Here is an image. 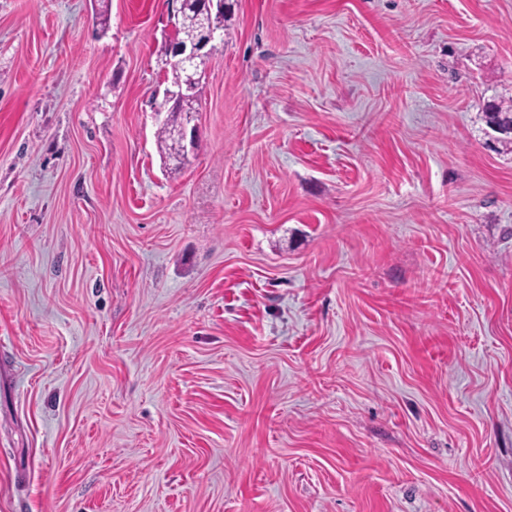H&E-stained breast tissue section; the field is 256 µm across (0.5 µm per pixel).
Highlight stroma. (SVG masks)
Segmentation results:
<instances>
[{
	"label": "stroma",
	"mask_w": 512,
	"mask_h": 512,
	"mask_svg": "<svg viewBox=\"0 0 512 512\" xmlns=\"http://www.w3.org/2000/svg\"><path fill=\"white\" fill-rule=\"evenodd\" d=\"M0 0V512H512V0ZM172 6L175 3L176 13L191 7L193 4H202L204 8L197 16V33L195 31V20L192 13L177 15L172 21L174 34L172 39L164 48L166 55L165 68L167 81L170 84L177 83L171 88L165 87L163 99L160 108L155 113L156 116L162 114L163 110L170 105H175L185 95L195 93L199 89L203 79L206 76L205 62L214 47L213 42L222 40V31L220 26H216L213 21L214 15H224L225 0H171ZM193 34V35H192ZM192 35V36H191ZM191 36V37H189ZM188 37V38H187ZM186 38V39H185ZM174 39H184L174 41ZM209 47V48H208ZM168 53V54H167ZM197 96H186L168 112L164 123L159 127L156 135V144L162 159L173 156L179 149V142L175 132L181 126L184 114L195 112V102ZM195 113L188 115L178 130V138L184 151H192L197 143ZM194 124V125H193ZM192 126V127H191ZM190 137H189V128Z\"/></svg>",
	"instance_id": "35a3bbf8"
}]
</instances>
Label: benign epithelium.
<instances>
[{
    "instance_id": "1",
    "label": "benign epithelium",
    "mask_w": 512,
    "mask_h": 512,
    "mask_svg": "<svg viewBox=\"0 0 512 512\" xmlns=\"http://www.w3.org/2000/svg\"><path fill=\"white\" fill-rule=\"evenodd\" d=\"M175 11L185 10L194 4L204 8L197 16V33L170 45L166 55L167 70L181 75L180 81L163 91V99L156 115L176 104L182 97L197 92L206 76L205 62L213 42L222 39L221 28L216 26L213 16L224 15L226 0H172ZM195 115L190 114L178 130V138L183 150L191 151L197 143Z\"/></svg>"
}]
</instances>
